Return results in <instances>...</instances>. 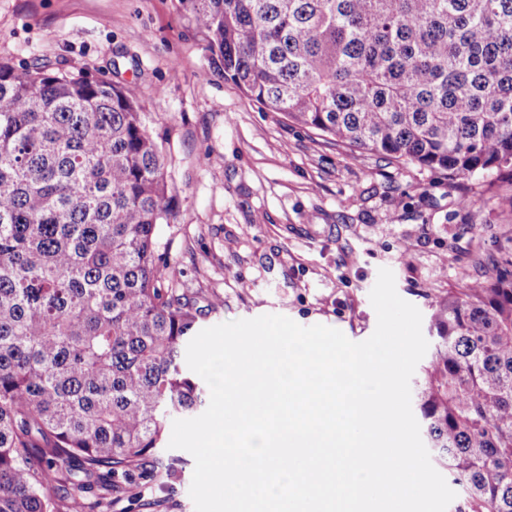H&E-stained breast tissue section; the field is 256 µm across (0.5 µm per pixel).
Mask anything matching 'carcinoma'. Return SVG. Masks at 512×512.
<instances>
[{"label": "carcinoma", "mask_w": 512, "mask_h": 512, "mask_svg": "<svg viewBox=\"0 0 512 512\" xmlns=\"http://www.w3.org/2000/svg\"><path fill=\"white\" fill-rule=\"evenodd\" d=\"M251 100L344 144L495 171L512 203V0H179ZM127 87L0 61V512H112L202 404L160 253L171 175ZM416 382L456 512H512V269L448 291Z\"/></svg>", "instance_id": "obj_1"}]
</instances>
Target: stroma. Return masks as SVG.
Segmentation results:
<instances>
[{"instance_id":"stroma-1","label":"stroma","mask_w":512,"mask_h":512,"mask_svg":"<svg viewBox=\"0 0 512 512\" xmlns=\"http://www.w3.org/2000/svg\"><path fill=\"white\" fill-rule=\"evenodd\" d=\"M0 60H41L136 92L173 178L175 221L159 250L200 328L265 314L323 324L360 342L369 294L391 269L400 297L430 315L449 289L512 260V205L490 174L468 182L475 206L440 173L348 151L262 109L215 73L179 0H0ZM166 488L137 485L164 512H195V461Z\"/></svg>"}]
</instances>
